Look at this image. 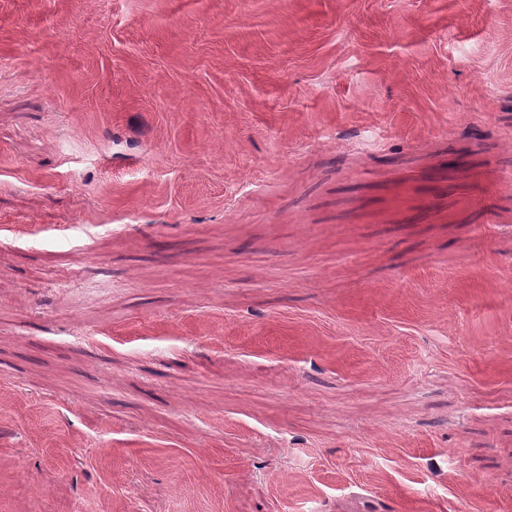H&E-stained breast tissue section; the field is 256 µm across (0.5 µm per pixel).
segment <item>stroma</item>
<instances>
[{
  "instance_id": "1",
  "label": "stroma",
  "mask_w": 512,
  "mask_h": 512,
  "mask_svg": "<svg viewBox=\"0 0 512 512\" xmlns=\"http://www.w3.org/2000/svg\"><path fill=\"white\" fill-rule=\"evenodd\" d=\"M0 512H512V0H0Z\"/></svg>"
}]
</instances>
